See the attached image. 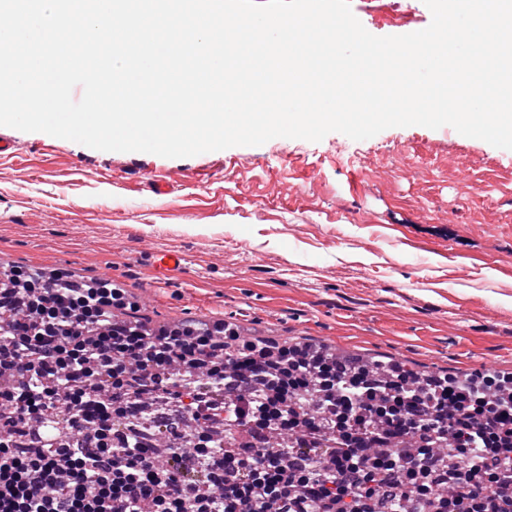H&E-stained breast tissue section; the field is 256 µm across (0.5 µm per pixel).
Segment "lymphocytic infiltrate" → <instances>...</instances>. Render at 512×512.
<instances>
[{"mask_svg": "<svg viewBox=\"0 0 512 512\" xmlns=\"http://www.w3.org/2000/svg\"><path fill=\"white\" fill-rule=\"evenodd\" d=\"M135 307L104 278L0 282V512H512V374L412 381ZM158 398L194 447L180 418L165 447L140 433ZM53 418L63 435L18 448Z\"/></svg>", "mask_w": 512, "mask_h": 512, "instance_id": "1", "label": "lymphocytic infiltrate"}]
</instances>
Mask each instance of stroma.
<instances>
[{
    "label": "stroma",
    "mask_w": 512,
    "mask_h": 512,
    "mask_svg": "<svg viewBox=\"0 0 512 512\" xmlns=\"http://www.w3.org/2000/svg\"><path fill=\"white\" fill-rule=\"evenodd\" d=\"M405 24L351 0L376 36ZM0 272L111 269L153 324L237 323L409 369L512 370V150L453 127L274 138L185 158L0 126ZM183 268L163 271L161 255Z\"/></svg>",
    "instance_id": "stroma-1"
}]
</instances>
